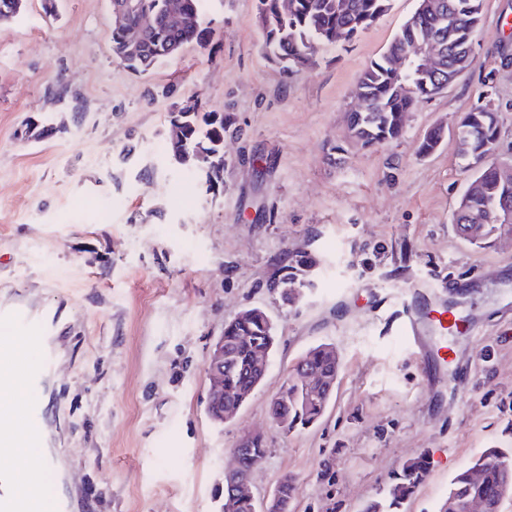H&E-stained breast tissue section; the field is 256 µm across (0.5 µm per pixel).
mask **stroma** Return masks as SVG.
<instances>
[{
  "instance_id": "obj_1",
  "label": "stroma",
  "mask_w": 512,
  "mask_h": 512,
  "mask_svg": "<svg viewBox=\"0 0 512 512\" xmlns=\"http://www.w3.org/2000/svg\"><path fill=\"white\" fill-rule=\"evenodd\" d=\"M418 0L283 78L262 48L256 0H204L213 46L137 75L112 55L111 0H27L0 26V304L56 317L42 388L56 473L41 491L72 512H219L232 447L261 435L257 495L299 482L295 512H360L391 472L433 455L406 512H437L480 451L512 445V237L480 249L451 215L468 175L453 136L497 115L512 163V0H484L476 62L409 112L399 140L348 137L359 76ZM172 84L176 98L159 97ZM229 111L224 185L168 152L175 101ZM317 261L295 304L269 287L285 251ZM451 309L453 330L399 331L405 306ZM259 307L279 343L261 385L224 424L207 413L206 360L225 321ZM339 359L314 427L285 431L270 403L310 347ZM444 358H436L437 350Z\"/></svg>"
}]
</instances>
